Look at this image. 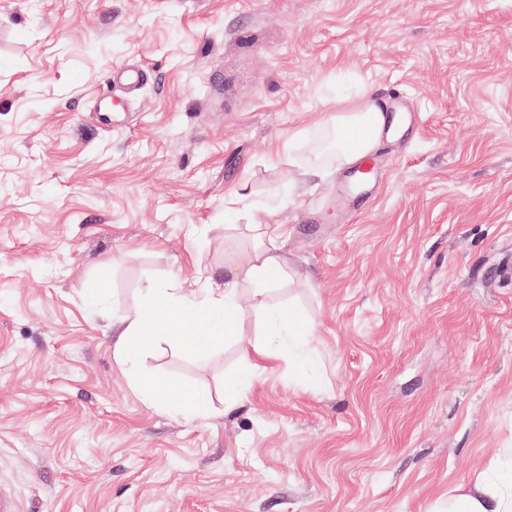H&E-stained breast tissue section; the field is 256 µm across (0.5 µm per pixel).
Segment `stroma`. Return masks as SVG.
<instances>
[{"label": "stroma", "instance_id": "stroma-1", "mask_svg": "<svg viewBox=\"0 0 512 512\" xmlns=\"http://www.w3.org/2000/svg\"><path fill=\"white\" fill-rule=\"evenodd\" d=\"M363 92L410 115L360 213L314 148ZM250 224L287 225L290 278L261 308L241 290L240 336L124 368L112 326L144 286L223 287ZM281 306L311 366L274 360L225 409ZM138 371L205 390L210 418L149 405ZM511 457L512 0H0L17 512H445Z\"/></svg>", "mask_w": 512, "mask_h": 512}]
</instances>
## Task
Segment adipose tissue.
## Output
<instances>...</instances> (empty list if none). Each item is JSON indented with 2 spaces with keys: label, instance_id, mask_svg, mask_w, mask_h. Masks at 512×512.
I'll list each match as a JSON object with an SVG mask.
<instances>
[{
  "label": "adipose tissue",
  "instance_id": "obj_1",
  "mask_svg": "<svg viewBox=\"0 0 512 512\" xmlns=\"http://www.w3.org/2000/svg\"><path fill=\"white\" fill-rule=\"evenodd\" d=\"M385 123L386 117L376 102L364 96L346 100L344 109L334 115L331 123L338 162L352 165L361 155L374 152L376 139L365 140L358 154L347 149L346 139L352 131L367 126L380 128ZM286 274L271 237L265 230H258L254 248L242 255L235 275L225 281L223 289L207 283L184 293L148 288L140 308L119 322L117 353L122 362H132L164 336L177 337L184 348L207 351L224 337L237 334V295L242 283L252 285L255 297L261 299ZM270 317L276 341L254 348L247 356L246 368L225 380L224 402L228 407L239 403L243 392L271 359L286 357L299 367L308 364L307 357L300 352L303 337L311 333L308 322L290 308L272 311ZM138 385L149 401L163 409L186 413L195 420L210 414V398L204 392L149 376L139 378ZM448 512H512V477L477 482L449 500Z\"/></svg>",
  "mask_w": 512,
  "mask_h": 512
}]
</instances>
